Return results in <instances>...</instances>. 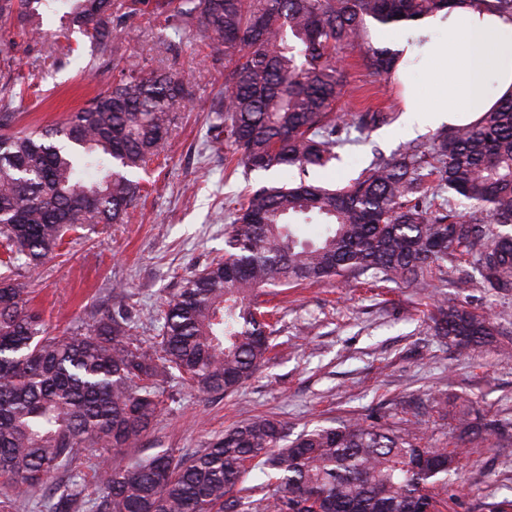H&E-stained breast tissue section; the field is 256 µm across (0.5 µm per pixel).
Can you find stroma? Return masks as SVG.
<instances>
[{
	"instance_id": "stroma-1",
	"label": "stroma",
	"mask_w": 512,
	"mask_h": 512,
	"mask_svg": "<svg viewBox=\"0 0 512 512\" xmlns=\"http://www.w3.org/2000/svg\"><path fill=\"white\" fill-rule=\"evenodd\" d=\"M59 26L46 16L48 35ZM13 74L36 85L39 95H15L0 78V112H15L16 128L62 122L112 79L115 59H92L90 49L41 66L49 42L13 29ZM125 54L138 56L144 72L167 69L185 76L191 99L176 112L171 137L142 175L144 189L126 223L81 229L60 254L30 274L34 304L50 334L91 322L105 310L126 306L144 339L161 334L159 305L188 276L223 256L231 218L229 201L247 186L277 184L274 174L224 167V135L213 129L211 103L224 88V61L210 55L197 36H175L149 11L132 15L112 32ZM95 71H88V64ZM344 93L337 114L366 109L391 113L389 123L366 140L345 146L341 162L310 170L308 182L343 186L374 154L391 155L407 144L398 129L402 100L393 80L367 70L358 53L337 58ZM446 297L489 315L492 344L464 352L435 336L428 316ZM279 322L269 368L231 394L200 395L174 379L153 429L112 464L163 448L189 453L224 429L254 415H275L297 434L348 418L374 424L420 422L431 443L461 451L463 467L448 485L444 512H512V292L483 288L470 263L436 276L432 288L404 283L329 282L282 289ZM491 423L486 440L462 434V413Z\"/></svg>"
}]
</instances>
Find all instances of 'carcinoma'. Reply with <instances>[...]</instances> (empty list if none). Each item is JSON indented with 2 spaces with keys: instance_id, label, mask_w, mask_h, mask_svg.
<instances>
[{
  "instance_id": "cac0c4a2",
  "label": "carcinoma",
  "mask_w": 512,
  "mask_h": 512,
  "mask_svg": "<svg viewBox=\"0 0 512 512\" xmlns=\"http://www.w3.org/2000/svg\"><path fill=\"white\" fill-rule=\"evenodd\" d=\"M457 3L512 20V0H0V24L41 37L42 16L62 13L45 56L54 66L75 51V27L95 54L116 55L112 17L151 5L167 28H192L224 55L211 111L237 164L305 174L341 161L349 142L334 115L336 58L357 50L371 73L391 74L395 53L371 43L367 22L406 25ZM189 96L184 77L145 75L128 56L112 85L61 123L14 130L16 113L0 112V263L35 269L67 233L123 223L140 196L136 175ZM390 120L359 112L355 128L364 135ZM231 214L224 257L164 300L152 346L122 309L51 336L30 283L0 278V512H16L22 495L42 512H441L460 455L422 444L408 420H345L291 439L281 420L256 416L191 453L108 459L154 427L166 379L226 394L270 362L274 311L260 300L269 286L368 273L427 288L467 255L487 287L512 291V94L473 124L374 157L343 187L261 186ZM301 222L325 232L304 240ZM435 309L448 347L491 342L490 317L454 301ZM84 458L61 494L47 491Z\"/></svg>"
}]
</instances>
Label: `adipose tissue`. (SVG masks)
Listing matches in <instances>:
<instances>
[{
	"label": "adipose tissue",
	"mask_w": 512,
	"mask_h": 512,
	"mask_svg": "<svg viewBox=\"0 0 512 512\" xmlns=\"http://www.w3.org/2000/svg\"><path fill=\"white\" fill-rule=\"evenodd\" d=\"M413 43H399L396 69L404 90V128L414 136L441 123L467 125L512 92V20L493 10L460 5L416 21ZM432 79V98L406 83L412 66ZM497 95H490L489 84Z\"/></svg>",
	"instance_id": "obj_1"
}]
</instances>
